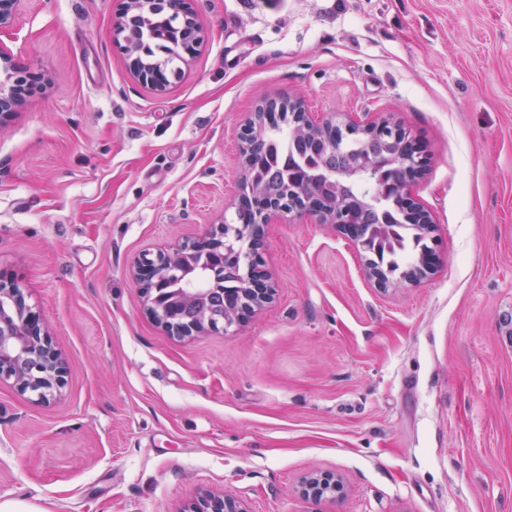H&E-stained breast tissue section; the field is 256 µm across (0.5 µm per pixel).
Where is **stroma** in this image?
Listing matches in <instances>:
<instances>
[{
  "mask_svg": "<svg viewBox=\"0 0 512 512\" xmlns=\"http://www.w3.org/2000/svg\"><path fill=\"white\" fill-rule=\"evenodd\" d=\"M122 0H18L0 51L47 72L0 126V271L64 361L0 382L8 512H512V0H191L164 92L115 43ZM267 96L389 117L430 153L433 274L380 290L331 226L284 216L276 294L224 334H167L132 260L230 220L237 133ZM341 497H302L314 473ZM123 52L128 56L130 60V69L140 83L157 92H163L167 90V84L160 83L149 70L142 68L139 61V55L136 53V51L131 49ZM184 512H247L242 504L229 496L204 495L191 503Z\"/></svg>",
  "mask_w": 512,
  "mask_h": 512,
  "instance_id": "stroma-1",
  "label": "stroma"
}]
</instances>
